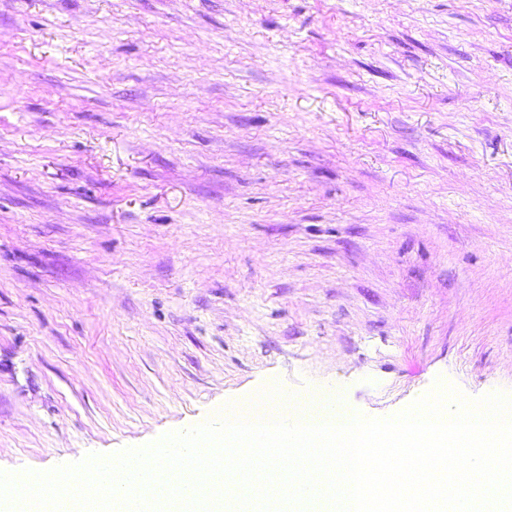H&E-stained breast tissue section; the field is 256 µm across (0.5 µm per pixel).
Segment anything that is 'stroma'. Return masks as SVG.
<instances>
[{"instance_id": "1", "label": "stroma", "mask_w": 512, "mask_h": 512, "mask_svg": "<svg viewBox=\"0 0 512 512\" xmlns=\"http://www.w3.org/2000/svg\"><path fill=\"white\" fill-rule=\"evenodd\" d=\"M439 378L512 394V0H0V470Z\"/></svg>"}]
</instances>
